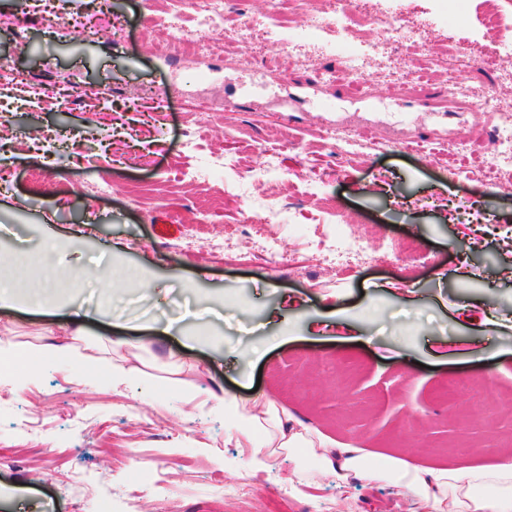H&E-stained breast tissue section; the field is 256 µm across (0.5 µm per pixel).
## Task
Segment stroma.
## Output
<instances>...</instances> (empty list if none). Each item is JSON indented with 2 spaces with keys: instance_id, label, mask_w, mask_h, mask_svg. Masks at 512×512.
<instances>
[{
  "instance_id": "1",
  "label": "stroma",
  "mask_w": 512,
  "mask_h": 512,
  "mask_svg": "<svg viewBox=\"0 0 512 512\" xmlns=\"http://www.w3.org/2000/svg\"><path fill=\"white\" fill-rule=\"evenodd\" d=\"M97 0H0V57L41 84L48 96L23 93L0 76V287L41 285V267L18 266L20 252L67 241L48 301L87 312L74 371L63 358L36 369H0V512H126L134 499L173 492L174 512H287L311 498L324 512H413L415 498L385 483L344 488L321 476L316 487L290 482L305 458L282 451L251 476V452L224 438V411L208 396L215 385L244 402L272 400L301 413L325 436L423 467L501 462L512 439V172L505 188L485 182V159L448 173V147L484 133L486 113L448 120L444 68L410 84L394 72L406 52L371 53L360 90L340 71L366 28L329 37L288 35L290 52L263 53L261 33L237 36L236 17L208 38L224 45L203 72L173 43L167 14L178 0H112L127 23L115 43L107 24L56 37V15L91 12ZM486 0H402L404 26L424 30L455 61L478 43L498 58L492 69L462 68L466 92H494L512 110V18L505 30L482 26ZM334 83H325L327 74ZM107 85L104 106L75 102L60 118L55 90ZM166 90L165 105L146 96ZM336 107L315 111L318 100ZM361 129L363 146L348 160L323 138L326 129ZM193 148H186V140ZM430 152L415 151L418 143ZM275 148L261 174L254 147ZM92 151L93 167L77 163ZM231 156L237 172H208ZM109 184L98 196L92 184ZM272 200L293 212L273 225L281 254L299 266L270 271L264 240L238 231L242 202ZM347 214L349 235L365 250L346 271L323 262L310 230L334 244L336 227L318 224L325 208ZM180 220L157 239L159 211ZM203 210L202 224L184 216ZM414 238L430 265L388 255V239ZM106 269L109 280L98 277ZM141 359L139 376L113 386L112 342ZM63 318L0 308V345L19 356L66 343ZM469 383L459 395L448 381ZM487 409L486 424L464 426ZM470 441L474 452L454 445ZM112 467L102 471L100 461ZM224 486L215 502L211 484ZM251 485L242 499L236 490Z\"/></svg>"
}]
</instances>
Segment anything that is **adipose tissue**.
<instances>
[{"label":"adipose tissue","mask_w":512,"mask_h":512,"mask_svg":"<svg viewBox=\"0 0 512 512\" xmlns=\"http://www.w3.org/2000/svg\"><path fill=\"white\" fill-rule=\"evenodd\" d=\"M213 398L227 413V438L251 448L253 472H262L268 458L279 449H295L312 455L321 474L336 477L343 486L384 481L410 494H424L440 512H512V458L492 466L464 469L425 468L406 459L385 458L377 467L367 466L362 449L330 444L320 431L293 412L281 413L273 402L252 404L228 397L216 388ZM263 442H252L254 432Z\"/></svg>","instance_id":"obj_1"}]
</instances>
